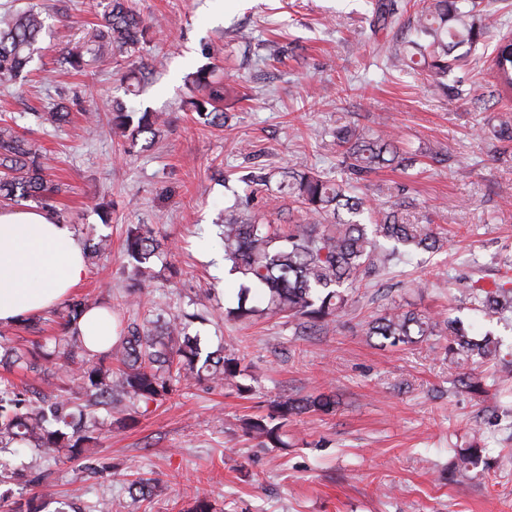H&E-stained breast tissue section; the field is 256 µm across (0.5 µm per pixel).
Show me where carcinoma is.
<instances>
[{"label": "carcinoma", "mask_w": 512, "mask_h": 512, "mask_svg": "<svg viewBox=\"0 0 512 512\" xmlns=\"http://www.w3.org/2000/svg\"><path fill=\"white\" fill-rule=\"evenodd\" d=\"M103 7L97 38L112 49L133 56L145 43L146 25L131 13L126 0H100ZM414 37L395 42L388 60L394 68H425L443 92L470 98L480 107L488 99L499 104L512 100V36L500 34L486 60L489 93L480 91L457 76L464 60L497 27L496 12L479 7L476 0H416ZM393 0H376L371 24L387 27L396 22ZM45 29L41 12L27 9L13 15L0 27V80L19 77L33 60L36 44ZM466 51H461V48ZM191 98L198 119L210 125L224 124V86L208 81L205 72L190 77ZM38 126L68 119L60 105L47 112L32 113ZM164 119L144 111L139 117L119 108L112 113V132L136 141L141 135H156ZM336 145L342 148V163L355 179L385 166L404 170L414 166L417 154L401 149L388 134H368L355 124L339 121L334 131ZM489 138L512 143V119L489 129ZM278 188L288 191L301 204L299 222L286 233H278L266 218L238 206L224 210L221 239L224 261L262 293L265 306L247 305L249 289H241L237 306L229 314L252 320L281 316L299 328L329 327L346 312L351 291L364 279L401 259V252L421 250L435 253L444 241L432 225L421 224L409 212L407 201L397 198L381 208L371 209L362 197L351 195L349 180L334 182L312 167L281 174ZM59 188L47 179L44 165L32 152L29 142L8 127H0V201L18 205L37 200L52 208ZM134 269L145 274L150 264L162 259L164 246L146 226L128 230L124 241ZM470 306L488 321H505L512 313V283L505 281L485 287L461 280ZM94 306L88 297L71 298L58 312L63 335L54 337L52 350L37 344L11 347L0 355L3 360L37 374H47L45 362L59 360L58 368L79 364L78 389L67 398L46 397L0 380V459L27 446L33 456L26 475L34 493L8 512H44L56 501L43 463L56 458L61 448L70 459L83 462L94 473L110 469L90 453L102 433V413H117L131 422L148 412L149 406L168 395L180 381H207L230 385L241 395L253 391L239 381L242 376L239 348L227 343L216 351L202 354L196 339L188 333L189 323L178 314L165 322L168 340L161 341L136 319H128L122 336L105 352L86 348L78 334V320ZM365 336L380 347L412 345L433 336L448 337V362L470 366L497 358L499 341L487 331L480 339L459 320L422 313L391 301L366 324ZM512 380V360L502 362L500 374L491 379L473 372L458 382L475 395L485 397L497 383ZM336 399L326 394L304 397L284 396L271 405L268 413L242 419L246 433L266 448H286L291 418L309 412L331 414ZM482 462V449L466 448L457 453L454 469L466 476Z\"/></svg>", "instance_id": "cac0c4a2"}]
</instances>
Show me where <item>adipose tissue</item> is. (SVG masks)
Instances as JSON below:
<instances>
[{
    "label": "adipose tissue",
    "instance_id": "adipose-tissue-1",
    "mask_svg": "<svg viewBox=\"0 0 512 512\" xmlns=\"http://www.w3.org/2000/svg\"><path fill=\"white\" fill-rule=\"evenodd\" d=\"M85 275L83 243L71 225L37 208H0V327L50 310ZM78 331L98 352L116 336L111 317L99 307L83 315Z\"/></svg>",
    "mask_w": 512,
    "mask_h": 512
}]
</instances>
